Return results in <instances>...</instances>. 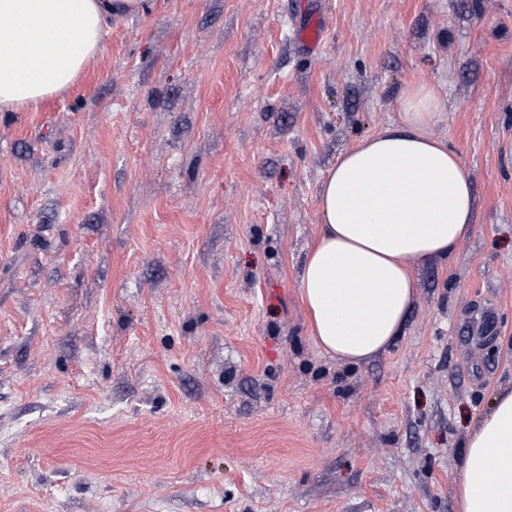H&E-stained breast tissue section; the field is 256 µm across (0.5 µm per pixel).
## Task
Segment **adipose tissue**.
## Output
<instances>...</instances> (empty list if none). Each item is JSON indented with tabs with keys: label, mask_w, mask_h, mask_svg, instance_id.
Wrapping results in <instances>:
<instances>
[{
	"label": "adipose tissue",
	"mask_w": 512,
	"mask_h": 512,
	"mask_svg": "<svg viewBox=\"0 0 512 512\" xmlns=\"http://www.w3.org/2000/svg\"><path fill=\"white\" fill-rule=\"evenodd\" d=\"M151 0H0V112L38 110L101 49L114 16ZM436 88L418 80L397 120L342 154L318 197L322 232L299 276L311 336L344 363L404 336L418 297L414 271L451 257L473 225L471 173L431 135ZM457 512H512V387L468 433L452 477Z\"/></svg>",
	"instance_id": "1"
}]
</instances>
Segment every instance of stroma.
<instances>
[{
	"label": "stroma",
	"mask_w": 512,
	"mask_h": 512,
	"mask_svg": "<svg viewBox=\"0 0 512 512\" xmlns=\"http://www.w3.org/2000/svg\"><path fill=\"white\" fill-rule=\"evenodd\" d=\"M414 80L473 228L403 340L341 363L298 292L318 191ZM505 386L512 0H153L0 112V512H456Z\"/></svg>",
	"instance_id": "1"
}]
</instances>
